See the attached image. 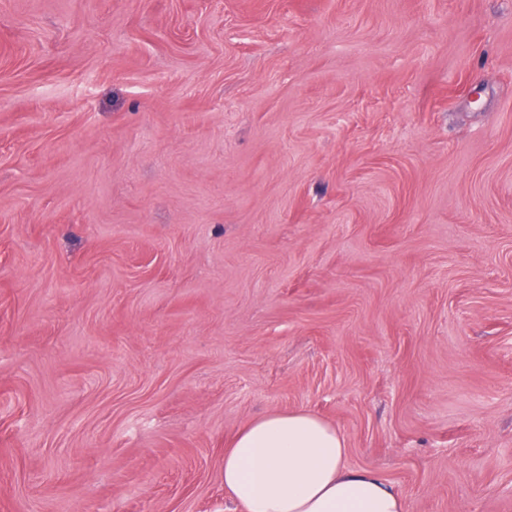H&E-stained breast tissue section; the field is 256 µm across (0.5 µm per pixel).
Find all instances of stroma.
I'll list each match as a JSON object with an SVG mask.
<instances>
[{
  "label": "stroma",
  "mask_w": 512,
  "mask_h": 512,
  "mask_svg": "<svg viewBox=\"0 0 512 512\" xmlns=\"http://www.w3.org/2000/svg\"><path fill=\"white\" fill-rule=\"evenodd\" d=\"M298 409L512 512V0H0V512H245Z\"/></svg>",
  "instance_id": "stroma-1"
}]
</instances>
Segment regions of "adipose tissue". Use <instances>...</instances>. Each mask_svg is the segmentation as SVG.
<instances>
[{
    "label": "adipose tissue",
    "mask_w": 512,
    "mask_h": 512,
    "mask_svg": "<svg viewBox=\"0 0 512 512\" xmlns=\"http://www.w3.org/2000/svg\"><path fill=\"white\" fill-rule=\"evenodd\" d=\"M346 441L307 411L250 421L224 450V487L246 512H405L375 473L346 464Z\"/></svg>",
    "instance_id": "ef3b65f1"
}]
</instances>
